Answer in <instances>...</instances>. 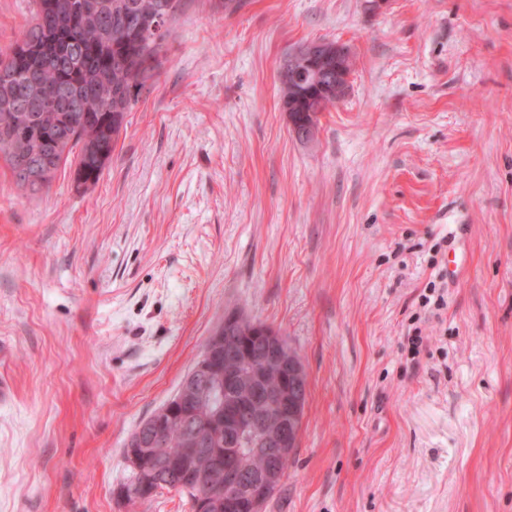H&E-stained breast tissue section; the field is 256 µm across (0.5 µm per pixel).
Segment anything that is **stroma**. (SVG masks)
<instances>
[{
    "label": "stroma",
    "instance_id": "stroma-1",
    "mask_svg": "<svg viewBox=\"0 0 512 512\" xmlns=\"http://www.w3.org/2000/svg\"><path fill=\"white\" fill-rule=\"evenodd\" d=\"M168 29L96 184L0 159V512H191L119 498L124 445L232 311L307 374L263 512H512V0H184ZM315 39L352 74L303 143L279 74Z\"/></svg>",
    "mask_w": 512,
    "mask_h": 512
}]
</instances>
